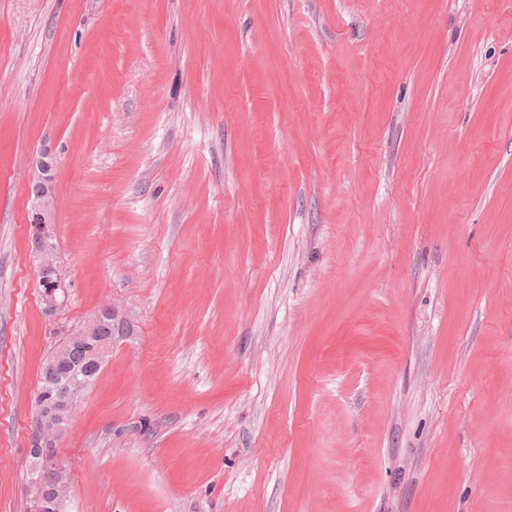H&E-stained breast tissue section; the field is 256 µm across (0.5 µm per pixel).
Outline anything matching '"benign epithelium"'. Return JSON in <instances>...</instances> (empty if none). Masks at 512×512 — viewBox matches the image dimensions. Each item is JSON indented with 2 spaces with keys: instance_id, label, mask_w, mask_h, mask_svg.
<instances>
[{
  "instance_id": "1",
  "label": "benign epithelium",
  "mask_w": 512,
  "mask_h": 512,
  "mask_svg": "<svg viewBox=\"0 0 512 512\" xmlns=\"http://www.w3.org/2000/svg\"><path fill=\"white\" fill-rule=\"evenodd\" d=\"M55 167L52 153L43 151L35 162L29 181L27 224L31 253L36 262L41 299L51 314L65 300L61 275L56 261L55 243ZM112 328L113 338L133 334V324L115 303L100 305L92 316L67 337L68 347L54 355L47 363L51 370L61 372L67 380V391L75 399L89 384L86 371L75 368L68 359L70 348L84 349L89 362L96 367L104 365L112 349V342L103 338L104 329ZM72 412L45 400L37 408L38 423L31 434L29 455L40 461L36 470L37 485L44 490L33 501L32 512H65L69 501V486L63 474L49 464L52 449L56 447L70 423Z\"/></svg>"
}]
</instances>
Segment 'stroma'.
I'll return each mask as SVG.
<instances>
[{
  "instance_id": "obj_1",
  "label": "stroma",
  "mask_w": 512,
  "mask_h": 512,
  "mask_svg": "<svg viewBox=\"0 0 512 512\" xmlns=\"http://www.w3.org/2000/svg\"><path fill=\"white\" fill-rule=\"evenodd\" d=\"M106 302L68 512H512V0H0V512ZM55 167L54 156L43 151L35 162L29 181L27 224L31 253L36 262L41 299L48 314L55 312L65 300V291L56 261L55 243ZM112 326V341L101 337L104 335V329ZM116 327L120 328L117 332ZM133 324L126 317L120 306L115 303H104L100 305L92 316L77 330L71 332L67 337L68 347L60 353L55 354L47 363L51 370L61 372L67 380V391L72 399H77L79 394L86 391L89 384L95 380L101 369L88 372L79 368L72 367V363L78 366H84V353L80 350L74 352L72 363L68 359L71 347L84 349L88 362L95 367H101L107 360L112 349V342L116 338L130 336L133 334Z\"/></svg>"
}]
</instances>
